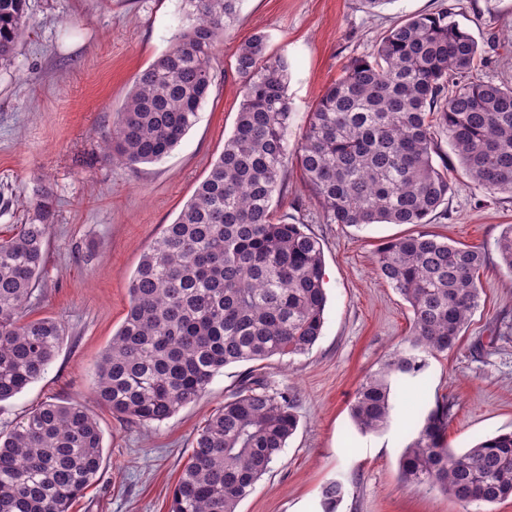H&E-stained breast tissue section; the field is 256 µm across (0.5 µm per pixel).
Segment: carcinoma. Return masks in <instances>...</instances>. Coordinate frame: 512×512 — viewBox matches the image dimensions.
Segmentation results:
<instances>
[{
    "instance_id": "obj_1",
    "label": "carcinoma",
    "mask_w": 512,
    "mask_h": 512,
    "mask_svg": "<svg viewBox=\"0 0 512 512\" xmlns=\"http://www.w3.org/2000/svg\"><path fill=\"white\" fill-rule=\"evenodd\" d=\"M242 0H183L174 46L137 75L104 137L105 157L135 168L157 162L195 124L213 82L216 43ZM456 7L391 26L368 58H356L312 108L296 148L328 224H428L448 199V162L435 131L448 135L470 180L512 196V83L473 76L478 42ZM29 25L26 0H0V65L14 58ZM258 33L235 56L242 100L234 130L206 178L143 252L129 284V309L102 353L93 394L131 423H161L197 402L225 367L252 363L195 439L169 512H237L295 433L288 394L270 390L263 362L309 352L324 326V256L304 225L275 217L288 167V60ZM52 206L0 239V402L37 381L60 348L53 318L28 320L50 231ZM496 250L512 272V225ZM380 275L409 304L411 335L359 386L351 416L362 433L393 419L392 382L418 377L428 357L452 349L479 305L481 250L429 232L391 240ZM448 404L414 426L400 458L410 484L460 503L512 498V433L463 453L448 448ZM103 436L81 404L47 401L0 433V512H69L96 480ZM344 494L321 491L323 512Z\"/></svg>"
}]
</instances>
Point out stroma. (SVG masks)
Wrapping results in <instances>:
<instances>
[{"label":"stroma","instance_id":"1","mask_svg":"<svg viewBox=\"0 0 512 512\" xmlns=\"http://www.w3.org/2000/svg\"><path fill=\"white\" fill-rule=\"evenodd\" d=\"M451 3L484 51L477 78L511 82L512 47L498 39L512 28V0H394L374 10L360 0H244L213 51V84L197 122L163 160L132 169L106 160L102 137L136 75L173 45L181 0H28L30 26L11 65L0 68V237L31 223L37 203L52 199L46 261L27 316L59 321L64 342L39 380L0 402V430L46 401L80 403L95 415L101 477L70 512H168L198 433L246 370L226 367L201 400L147 426L113 416L92 394L143 252L177 218L233 132L238 46L263 33L269 53L287 58L293 147L312 105L351 60L370 56L393 24ZM449 177L452 191L428 226L328 224L290 159L273 206L322 245L325 324L309 353L272 358L263 370L272 389L294 394L299 423L238 512H322L320 488L332 480L346 486L337 512H464L439 490L408 485L399 468L411 423L445 401L455 451L512 431V275L496 251L512 224V196L475 186L457 163ZM424 229L485 252L480 306L456 347L394 386L391 425L364 435L350 416L356 390L411 330L407 303L378 272L377 250Z\"/></svg>","mask_w":512,"mask_h":512}]
</instances>
